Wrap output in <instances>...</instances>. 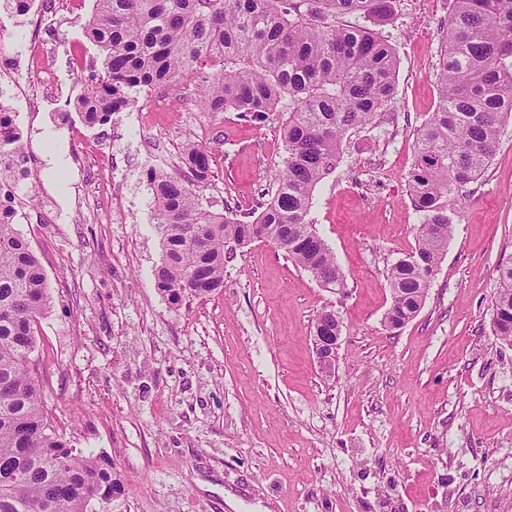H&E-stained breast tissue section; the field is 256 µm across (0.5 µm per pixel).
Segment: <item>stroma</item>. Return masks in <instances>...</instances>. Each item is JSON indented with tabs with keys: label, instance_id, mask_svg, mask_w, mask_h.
<instances>
[{
	"label": "stroma",
	"instance_id": "35a3bbf8",
	"mask_svg": "<svg viewBox=\"0 0 512 512\" xmlns=\"http://www.w3.org/2000/svg\"><path fill=\"white\" fill-rule=\"evenodd\" d=\"M453 2L394 0L378 30L396 55L395 97L346 133L314 192L310 218L345 294L256 241L225 262L220 291L174 306L154 276L148 167L180 171L196 141L213 160L203 207L254 208L283 166L287 105L204 112L189 75L153 112L86 125L67 111L81 90L70 48L96 59L83 33L93 0L39 30L0 0V72L29 90L15 102L18 229L52 296L33 358L56 432L121 474L108 512H512V347L492 333L496 269L512 263V121L483 175L448 196L454 236L421 311L384 325L386 272L422 222L408 174L438 107ZM325 308L342 323L328 375L312 340Z\"/></svg>",
	"mask_w": 512,
	"mask_h": 512
}]
</instances>
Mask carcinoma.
Listing matches in <instances>:
<instances>
[{"instance_id": "carcinoma-1", "label": "carcinoma", "mask_w": 512, "mask_h": 512, "mask_svg": "<svg viewBox=\"0 0 512 512\" xmlns=\"http://www.w3.org/2000/svg\"><path fill=\"white\" fill-rule=\"evenodd\" d=\"M390 15L391 0H94L83 30L100 67L76 101L87 123L104 124L137 89L173 87L189 72L206 83L204 112L262 115L288 101L278 188L258 214L203 208L198 189L213 177L212 157L192 140L181 171L147 170L163 247L155 279L170 304L224 287L228 243H249L256 224L316 280L336 282L340 267L308 215L345 134L394 97L393 49L365 25ZM444 42L438 108L419 130L408 176L422 224L414 251L387 273L389 330L421 310L454 232L448 194L481 176L512 118V0H454ZM23 163L14 126L0 118V512H92L123 483L111 463L67 447L46 417L31 355L51 294L14 222ZM497 279L493 333L512 346V264L498 266Z\"/></svg>"}]
</instances>
